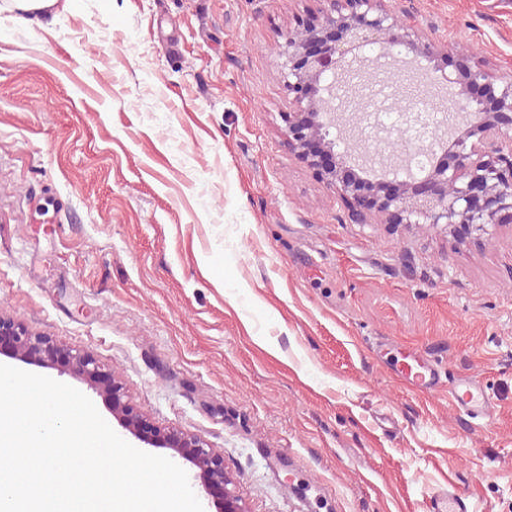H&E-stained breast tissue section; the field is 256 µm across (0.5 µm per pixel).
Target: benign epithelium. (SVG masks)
Segmentation results:
<instances>
[{
    "label": "benign epithelium",
    "instance_id": "benign-epithelium-1",
    "mask_svg": "<svg viewBox=\"0 0 512 512\" xmlns=\"http://www.w3.org/2000/svg\"><path fill=\"white\" fill-rule=\"evenodd\" d=\"M327 2L329 9L288 34L283 46L284 74L293 94L288 150L336 191L354 224H442L450 232L463 228L479 234L488 233L493 224H511L512 80L497 85L470 56L424 42L385 9L384 0ZM402 54L454 88V103L469 110V119L453 127L450 140L430 148V162L419 172L407 151L394 161H362L347 137L331 134L341 127L336 101L342 99L347 78L366 65L381 69ZM0 354L36 357L47 367L63 368L110 403L112 416L125 431L189 460L204 492L220 504L219 512H246L224 456L195 435L150 421L89 354L60 348L2 316Z\"/></svg>",
    "mask_w": 512,
    "mask_h": 512
}]
</instances>
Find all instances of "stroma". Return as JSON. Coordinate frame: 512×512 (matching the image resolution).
<instances>
[{"label":"stroma","instance_id":"35a3bbf8","mask_svg":"<svg viewBox=\"0 0 512 512\" xmlns=\"http://www.w3.org/2000/svg\"><path fill=\"white\" fill-rule=\"evenodd\" d=\"M512 77V0H386ZM322 0L0 13V315L224 456L247 512H512V224H354L285 143L281 47ZM409 106L447 91L392 65ZM491 393L488 422L384 360ZM397 378L409 388L427 392L441 385L438 368L430 359L416 351L404 355L396 369Z\"/></svg>","mask_w":512,"mask_h":512}]
</instances>
